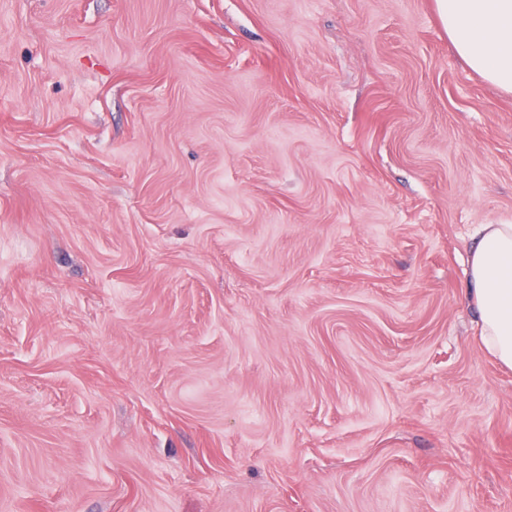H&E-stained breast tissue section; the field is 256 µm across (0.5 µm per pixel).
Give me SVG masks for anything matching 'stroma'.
Instances as JSON below:
<instances>
[{"label": "stroma", "mask_w": 512, "mask_h": 512, "mask_svg": "<svg viewBox=\"0 0 512 512\" xmlns=\"http://www.w3.org/2000/svg\"><path fill=\"white\" fill-rule=\"evenodd\" d=\"M483 224L436 0H0V512H512Z\"/></svg>", "instance_id": "1"}]
</instances>
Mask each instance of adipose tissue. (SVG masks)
<instances>
[{
    "label": "adipose tissue",
    "mask_w": 512,
    "mask_h": 512,
    "mask_svg": "<svg viewBox=\"0 0 512 512\" xmlns=\"http://www.w3.org/2000/svg\"><path fill=\"white\" fill-rule=\"evenodd\" d=\"M459 57L493 87L512 92V0H436ZM465 297L479 315L480 340L512 370V224H484L469 247Z\"/></svg>",
    "instance_id": "obj_1"
}]
</instances>
